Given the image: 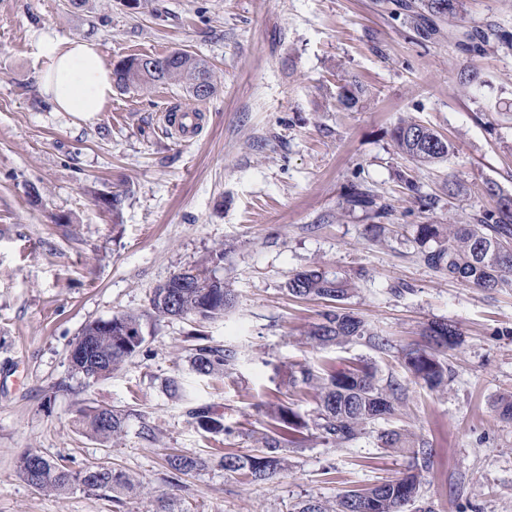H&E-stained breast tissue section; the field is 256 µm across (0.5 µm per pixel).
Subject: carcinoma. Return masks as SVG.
Wrapping results in <instances>:
<instances>
[{
	"label": "carcinoma",
	"mask_w": 512,
	"mask_h": 512,
	"mask_svg": "<svg viewBox=\"0 0 512 512\" xmlns=\"http://www.w3.org/2000/svg\"><path fill=\"white\" fill-rule=\"evenodd\" d=\"M459 0H420L415 8L435 18L446 17L456 11ZM478 42L469 47L473 52L484 51V46L497 41L512 48V35L490 26L477 31ZM142 57L130 56L119 61L113 69L115 85L120 89L147 87L176 82L186 92H191L194 82L202 77L214 84L211 68L205 60L183 51H174L163 57L153 58V69L141 66ZM397 150L420 166H429L448 158V140L433 129L414 120H403L392 131ZM494 199V206L473 212L467 223L448 225V235L441 236L434 224H421L418 235L423 242H433L435 247L421 252V258L430 267L444 271L449 277L461 280L484 292H493L512 286V201L502 202L496 185L486 188ZM354 208L375 205L374 196L367 190L355 187L347 198ZM197 274L187 284L171 279L168 289L155 287L149 297L152 314L157 318L175 316L192 317L194 312L208 306L205 318L214 320L224 316L233 307L235 294L224 287L222 279L215 276L207 264L196 266ZM288 294L296 298H317L330 304L321 319L310 325L307 338L317 346L340 344L352 339H363L371 347L385 350L389 340L371 331L366 321L344 306L351 291L350 284L330 278L317 269L294 273L287 282ZM125 324L142 325V316L133 312L112 315V326L95 320L84 326L82 335L95 337L97 367L106 370L136 356L142 344L126 347L118 343ZM425 344L409 350L405 355L408 370L422 379L429 387L439 388L448 382V367L440 356L457 345L460 333L447 322H432L422 332ZM237 360L235 349L225 345H201L190 358L193 372L202 376L222 373ZM302 383L315 392L318 398L316 414L312 421L305 420L291 406L280 404L269 413V421L258 443L259 449L251 454L226 453L219 460L227 473L238 476L247 484L271 480L282 470V448L301 442L303 431L314 427L317 438L327 444L342 447L363 434L372 422L394 412L400 384L389 381L382 386L367 365L336 370L323 369L317 375L307 368L291 373L288 383ZM132 413L117 408L102 410L87 405L79 410L77 425L85 434L110 442L121 438L128 427ZM187 416L198 429L207 433L226 431L222 416L208 405H194ZM380 447L393 451H408L413 455H427L425 448L416 447L412 434L401 429H384L377 434ZM167 469L173 475H187L207 464L201 457L179 450L165 457ZM18 472L26 483L40 491L66 492L81 487L88 492L132 494L137 485L125 473L103 463L81 470L43 455L38 465L32 464L31 454L24 453L18 461ZM421 496L419 474L409 472L396 480L373 487L348 490L336 496L332 503L308 498L292 505L290 512H357L355 503L371 497L378 503L377 512H408V507Z\"/></svg>",
	"instance_id": "cac0c4a2"
}]
</instances>
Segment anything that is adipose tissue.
<instances>
[{"mask_svg": "<svg viewBox=\"0 0 512 512\" xmlns=\"http://www.w3.org/2000/svg\"><path fill=\"white\" fill-rule=\"evenodd\" d=\"M36 47L40 59L37 89L52 111H104L114 83L96 42L64 40L47 28L38 32Z\"/></svg>", "mask_w": 512, "mask_h": 512, "instance_id": "1", "label": "adipose tissue"}]
</instances>
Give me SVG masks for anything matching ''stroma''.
I'll return each mask as SVG.
<instances>
[{
	"instance_id": "stroma-1",
	"label": "stroma",
	"mask_w": 512,
	"mask_h": 512,
	"mask_svg": "<svg viewBox=\"0 0 512 512\" xmlns=\"http://www.w3.org/2000/svg\"><path fill=\"white\" fill-rule=\"evenodd\" d=\"M489 24L512 32V0H463L429 39L401 0H0V512H156L167 497L183 512H287L411 470L433 512H512V419L496 409L512 393V288L489 294L448 278L424 263L417 240L418 225L444 228L491 207L487 183L512 194V50L477 56L457 45ZM46 28L97 41L109 66L174 50L200 56L216 89L202 101L177 85L117 89L90 116L50 111L35 81L33 34ZM472 70L481 90L462 83ZM346 87L357 95L350 109L339 101ZM184 109L200 116L191 138L165 118ZM408 118L451 143L447 161L418 166L395 149L391 131ZM401 171L426 204L402 188ZM452 181L459 192L449 193ZM355 186L385 215L350 209ZM122 191L112 213L104 200ZM218 249L214 270L236 294L223 318L150 316L153 288ZM312 266L354 284L346 305L387 350L308 344L326 303L293 298L286 284ZM120 312L142 314V350L105 377L73 373L83 327ZM435 320L461 336L443 356L447 385L433 390L402 357ZM201 338L232 346L236 365L192 372ZM330 363L367 364L379 384L400 383L395 412L341 448L312 436L284 448L283 471L264 483L213 465L257 449L271 407L311 418L315 394L288 386V370ZM172 377L186 401L168 396ZM83 403L132 410L126 435L103 443L79 433ZM190 403L212 406L228 433L199 430ZM145 424L154 439L140 436ZM387 428L424 442L427 463L379 448ZM173 448L210 464L170 479ZM28 451L76 470L112 463L139 489L116 498L35 490L17 472Z\"/></svg>"
}]
</instances>
